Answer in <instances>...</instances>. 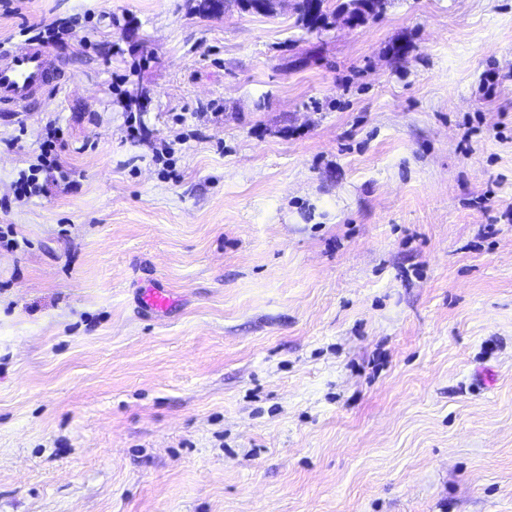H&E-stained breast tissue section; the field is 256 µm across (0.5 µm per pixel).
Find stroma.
<instances>
[{
  "label": "stroma",
  "mask_w": 512,
  "mask_h": 512,
  "mask_svg": "<svg viewBox=\"0 0 512 512\" xmlns=\"http://www.w3.org/2000/svg\"><path fill=\"white\" fill-rule=\"evenodd\" d=\"M195 5L0 10V512H512V0ZM63 63L41 45L0 46V110L32 112L65 83ZM46 163V154L36 157V160L28 167V173L21 171L17 180L19 184V198H31L38 196L42 192V185L38 182L37 173L40 172Z\"/></svg>",
  "instance_id": "1"
}]
</instances>
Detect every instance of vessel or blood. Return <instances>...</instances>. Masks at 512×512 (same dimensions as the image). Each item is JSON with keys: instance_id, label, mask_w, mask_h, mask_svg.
<instances>
[{"instance_id": "b4317fda", "label": "vessel or blood", "mask_w": 512, "mask_h": 512, "mask_svg": "<svg viewBox=\"0 0 512 512\" xmlns=\"http://www.w3.org/2000/svg\"><path fill=\"white\" fill-rule=\"evenodd\" d=\"M64 65L41 45L0 48V110L34 111L64 83Z\"/></svg>"}]
</instances>
